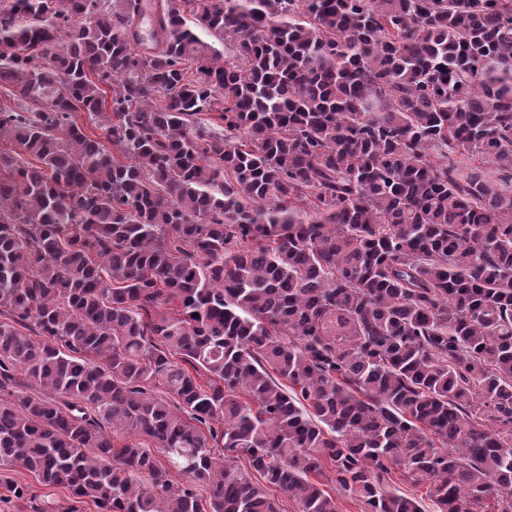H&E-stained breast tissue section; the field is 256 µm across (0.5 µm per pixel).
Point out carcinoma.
Returning a JSON list of instances; mask_svg holds the SVG:
<instances>
[{
  "instance_id": "obj_1",
  "label": "carcinoma",
  "mask_w": 512,
  "mask_h": 512,
  "mask_svg": "<svg viewBox=\"0 0 512 512\" xmlns=\"http://www.w3.org/2000/svg\"><path fill=\"white\" fill-rule=\"evenodd\" d=\"M144 14L0 0L35 159L0 149V469L97 512H512V0Z\"/></svg>"
}]
</instances>
